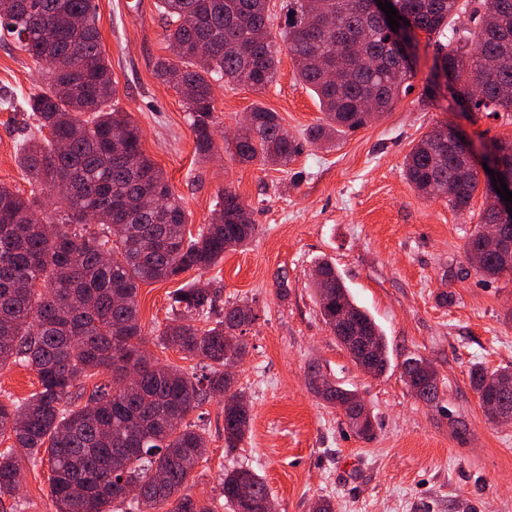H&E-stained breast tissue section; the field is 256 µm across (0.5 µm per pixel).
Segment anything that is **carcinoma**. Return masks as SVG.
<instances>
[{
	"label": "carcinoma",
	"mask_w": 512,
	"mask_h": 512,
	"mask_svg": "<svg viewBox=\"0 0 512 512\" xmlns=\"http://www.w3.org/2000/svg\"><path fill=\"white\" fill-rule=\"evenodd\" d=\"M362 0H288L281 41L298 63V77L317 96L325 123L306 134L310 144L369 122L365 103L390 110L410 88L416 55L405 63L390 32L365 14ZM438 46L424 94L432 98L445 79L453 100L471 112L512 118V0H484L472 25L453 29L448 19L458 0H399ZM165 20L168 55L155 75L186 105L199 154L215 148L214 86L233 82L255 91L277 73L278 48L270 31L267 0H157ZM0 33L42 63L39 86L21 103L37 135L21 140L19 164L30 182L56 194L64 207L43 215L42 201L0 184V365L18 363L37 373L29 397L0 400V436L14 437L32 459L48 454L57 512H216L211 502L179 491L204 458L207 440L188 415L213 395L224 401V447L244 440L250 419L244 395L233 390L224 360H243L247 344L235 335L252 323L238 303L216 308L208 288H179L171 295L172 320L154 345L183 359L199 358L198 376L165 364L144 348L137 313L141 283L206 270L224 253L248 245L255 224L240 197L221 189L211 222L194 235L188 214L161 169L141 148V135L127 113L115 108L111 66L105 57L92 0H0ZM210 46L203 66L195 48ZM253 123L232 141L242 162L288 164L302 144L276 113L260 104ZM443 123L408 153L404 175L429 199L468 206L479 186L476 169L436 146L448 139ZM161 202L159 211L133 205L143 190ZM333 300L319 302L325 324L343 309L356 330L370 333L378 353L376 373L389 364L385 336L353 297L335 266L316 264ZM476 270L488 277L504 271L483 252ZM204 316L206 324L196 325ZM110 375L84 405L72 408V388L84 376ZM512 379L511 367H474L478 393ZM352 390L332 385L321 399L352 400ZM166 474L158 484L154 473ZM20 468L11 449L0 451V497L15 495ZM140 488L126 501L123 485ZM224 503L232 512H264L270 496L262 478L245 468L224 471Z\"/></svg>",
	"instance_id": "obj_1"
}]
</instances>
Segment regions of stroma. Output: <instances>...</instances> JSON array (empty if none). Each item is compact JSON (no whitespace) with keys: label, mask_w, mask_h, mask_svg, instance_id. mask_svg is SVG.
<instances>
[{"label":"stroma","mask_w":512,"mask_h":512,"mask_svg":"<svg viewBox=\"0 0 512 512\" xmlns=\"http://www.w3.org/2000/svg\"><path fill=\"white\" fill-rule=\"evenodd\" d=\"M93 3L117 88L114 104L140 129L141 147L181 198L190 230L210 221L224 187L236 191L256 226L247 247L226 252L211 269L138 290L149 340L167 323L179 288L215 289L220 303L245 301L257 313L241 335L248 355L235 371V386L250 404L246 436L225 452L224 401L205 403L207 452L184 493L218 501L225 470L245 467L264 479L278 512H313L322 499L336 512H512V423L486 419L469 379L476 365L512 366V275L484 277L467 258L484 191L458 210L447 199L418 195L403 173L405 156L439 124L456 126L480 149L511 141L512 119L432 105L423 89L440 39L421 32L418 70L395 106L332 143L312 145L304 137L323 114L284 49L265 90L216 88L215 149L204 159L181 97L154 73L166 53L157 0ZM38 80V64L11 38L0 39V96L13 101L0 106V183L26 196L33 186L16 162L20 101ZM256 103L305 143L288 168L242 163L225 148ZM324 258L386 336L391 365L384 373L356 365L323 322L311 276ZM281 276L288 279L284 299L277 295ZM411 358L435 370L434 401L418 399L406 385L403 364ZM313 367L367 404L372 439L356 435L311 391ZM10 446L22 486L0 499V512H56L49 462L32 463L0 436V450Z\"/></svg>","instance_id":"1"}]
</instances>
